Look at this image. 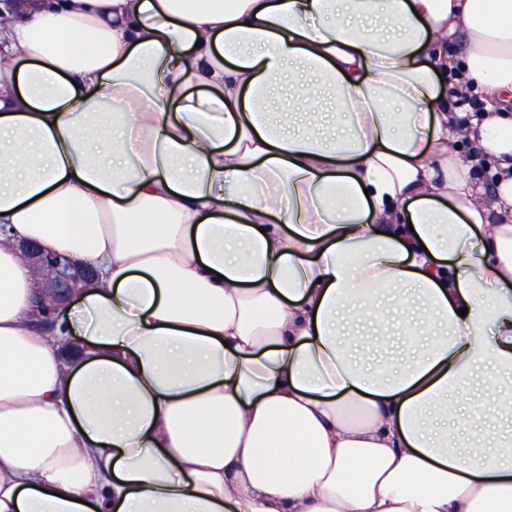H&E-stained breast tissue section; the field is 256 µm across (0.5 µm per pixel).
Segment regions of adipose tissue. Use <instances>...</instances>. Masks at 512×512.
<instances>
[{"instance_id": "obj_1", "label": "adipose tissue", "mask_w": 512, "mask_h": 512, "mask_svg": "<svg viewBox=\"0 0 512 512\" xmlns=\"http://www.w3.org/2000/svg\"><path fill=\"white\" fill-rule=\"evenodd\" d=\"M0 512H512V0H0ZM19 248L32 270L37 300L42 303L43 298L48 296L53 301L51 308L49 299L44 305L45 310L49 308L46 320L72 300L81 284L96 276L91 267L81 266L67 256L48 252L36 243L23 242Z\"/></svg>"}]
</instances>
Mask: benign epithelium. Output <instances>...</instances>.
<instances>
[{
	"label": "benign epithelium",
	"mask_w": 512,
	"mask_h": 512,
	"mask_svg": "<svg viewBox=\"0 0 512 512\" xmlns=\"http://www.w3.org/2000/svg\"><path fill=\"white\" fill-rule=\"evenodd\" d=\"M19 248L32 270L37 300L48 296L53 301L46 312L49 317L68 304L81 285L96 276L94 269L81 266L67 256L48 252L36 243L23 242Z\"/></svg>",
	"instance_id": "1"
}]
</instances>
